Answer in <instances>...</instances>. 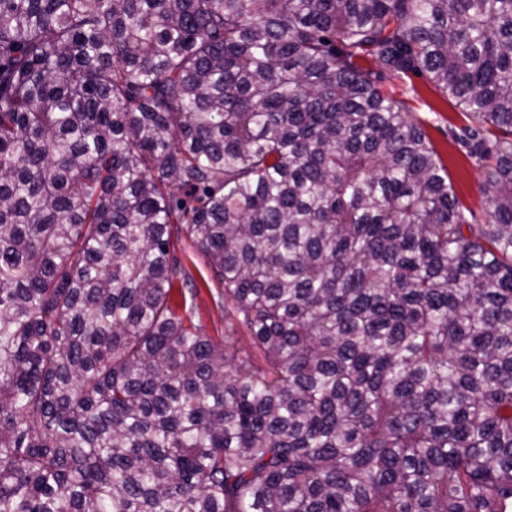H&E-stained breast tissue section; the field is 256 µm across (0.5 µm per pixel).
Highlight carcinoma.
<instances>
[{
  "label": "carcinoma",
  "instance_id": "1",
  "mask_svg": "<svg viewBox=\"0 0 512 512\" xmlns=\"http://www.w3.org/2000/svg\"><path fill=\"white\" fill-rule=\"evenodd\" d=\"M0 512H512V0H0ZM382 85L403 101L421 121L425 133L448 170V183L464 204L474 211V224L486 221V205L479 190L481 174L456 140L467 124L454 101L446 98L424 73L400 79L384 70ZM174 254L190 275L193 283L190 287H185L182 281L175 283L176 301L179 307L183 305L180 312L184 314L185 311L190 310L195 323H200L209 336L218 341L222 340L224 334L229 333V321L224 319L222 289L215 281H212L211 270L206 259L193 252L186 238L175 245ZM181 288H194L195 295L192 297L187 290H180Z\"/></svg>",
  "mask_w": 512,
  "mask_h": 512
}]
</instances>
